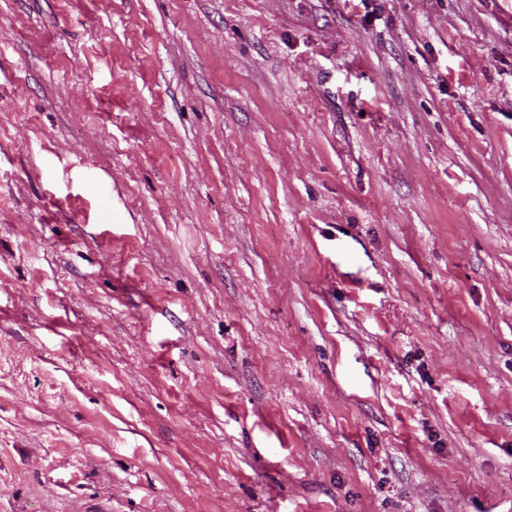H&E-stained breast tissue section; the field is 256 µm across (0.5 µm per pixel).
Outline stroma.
<instances>
[{"label":"stroma","instance_id":"35a3bbf8","mask_svg":"<svg viewBox=\"0 0 512 512\" xmlns=\"http://www.w3.org/2000/svg\"><path fill=\"white\" fill-rule=\"evenodd\" d=\"M0 512H512V0H0Z\"/></svg>","mask_w":512,"mask_h":512}]
</instances>
